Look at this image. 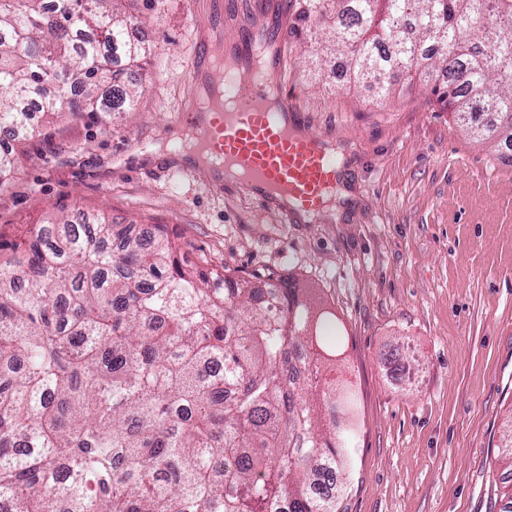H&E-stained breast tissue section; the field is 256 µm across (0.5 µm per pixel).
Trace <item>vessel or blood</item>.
<instances>
[{
    "mask_svg": "<svg viewBox=\"0 0 512 512\" xmlns=\"http://www.w3.org/2000/svg\"><path fill=\"white\" fill-rule=\"evenodd\" d=\"M280 27L259 17L236 34L216 22L188 66L191 88H205L214 100L205 111L180 113L193 147L215 170L234 173L283 222L295 223L321 213L339 177L326 139L300 133L298 107H275L272 96L287 99L251 77L254 66L281 73Z\"/></svg>",
    "mask_w": 512,
    "mask_h": 512,
    "instance_id": "b4317fda",
    "label": "vessel or blood"
}]
</instances>
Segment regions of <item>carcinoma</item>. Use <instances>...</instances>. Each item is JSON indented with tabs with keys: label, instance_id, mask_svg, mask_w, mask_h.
Here are the masks:
<instances>
[{
	"label": "carcinoma",
	"instance_id": "1",
	"mask_svg": "<svg viewBox=\"0 0 512 512\" xmlns=\"http://www.w3.org/2000/svg\"><path fill=\"white\" fill-rule=\"evenodd\" d=\"M123 0H0V142L29 106L133 110L147 43ZM347 0L334 45L390 85L434 61L474 139L512 152V0ZM305 19L329 0H303ZM0 151V185L16 169ZM159 224H28L0 242V512H338L350 388L320 384L335 315L273 272L183 269Z\"/></svg>",
	"mask_w": 512,
	"mask_h": 512
}]
</instances>
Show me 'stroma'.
Returning <instances> with one entry per match:
<instances>
[{"instance_id": "obj_1", "label": "stroma", "mask_w": 512, "mask_h": 512, "mask_svg": "<svg viewBox=\"0 0 512 512\" xmlns=\"http://www.w3.org/2000/svg\"><path fill=\"white\" fill-rule=\"evenodd\" d=\"M212 0H157L134 112L105 125L37 117L0 184V241L81 208L164 224L189 266L273 271L336 316L327 381L357 393L358 448L339 512H499V440L512 414V163L459 127L423 78L390 92L330 80L329 31L282 20L285 86L303 129L343 149L352 198L285 224L244 186L187 177L172 149L193 109L188 62ZM164 146L162 159L148 156Z\"/></svg>"}]
</instances>
